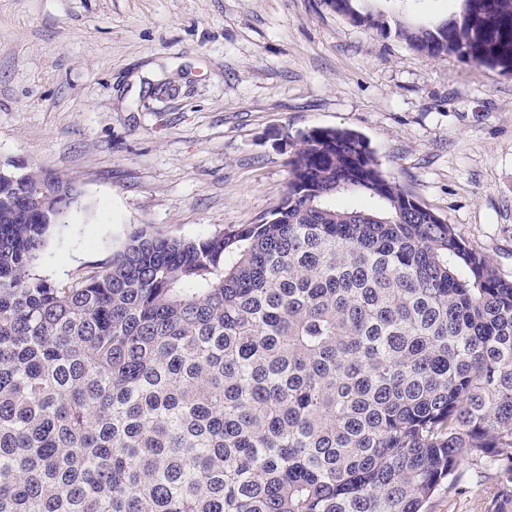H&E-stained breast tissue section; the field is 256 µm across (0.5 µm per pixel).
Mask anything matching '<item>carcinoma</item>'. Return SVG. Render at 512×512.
<instances>
[{
    "mask_svg": "<svg viewBox=\"0 0 512 512\" xmlns=\"http://www.w3.org/2000/svg\"><path fill=\"white\" fill-rule=\"evenodd\" d=\"M432 57L512 59L505 0L406 25ZM270 215L204 239L131 233L35 273L76 199L0 162V512H428L472 475L512 505V279L315 127Z\"/></svg>",
    "mask_w": 512,
    "mask_h": 512,
    "instance_id": "obj_1",
    "label": "carcinoma"
}]
</instances>
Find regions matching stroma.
Wrapping results in <instances>:
<instances>
[{"label":"stroma","instance_id":"stroma-1","mask_svg":"<svg viewBox=\"0 0 512 512\" xmlns=\"http://www.w3.org/2000/svg\"><path fill=\"white\" fill-rule=\"evenodd\" d=\"M417 23L457 0H373ZM360 132L383 171L512 278V71L418 53L321 0H0V157L81 197L37 264L101 267L135 229L203 238L287 191L285 135ZM493 481L429 512H490Z\"/></svg>","mask_w":512,"mask_h":512}]
</instances>
